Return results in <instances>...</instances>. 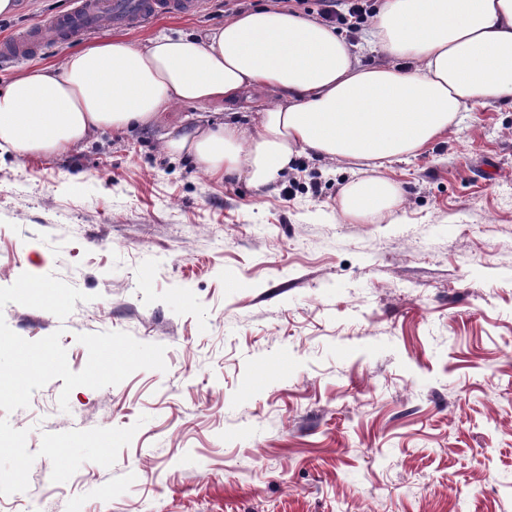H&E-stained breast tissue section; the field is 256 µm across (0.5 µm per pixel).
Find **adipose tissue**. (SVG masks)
Instances as JSON below:
<instances>
[{
    "mask_svg": "<svg viewBox=\"0 0 512 512\" xmlns=\"http://www.w3.org/2000/svg\"><path fill=\"white\" fill-rule=\"evenodd\" d=\"M389 57L365 65L363 53ZM278 99L250 124L208 125L180 104ZM512 104V0H387L363 43L283 9L236 15L202 36L95 42L56 67L34 65L0 86V155H61L107 130L160 125L159 148L209 177L277 183L298 158L359 165L340 194L344 218L395 215L401 185L384 174L427 151L459 113Z\"/></svg>",
    "mask_w": 512,
    "mask_h": 512,
    "instance_id": "ef3b65f1",
    "label": "adipose tissue"
}]
</instances>
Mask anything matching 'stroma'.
<instances>
[{"instance_id":"35a3bbf8","label":"stroma","mask_w":512,"mask_h":512,"mask_svg":"<svg viewBox=\"0 0 512 512\" xmlns=\"http://www.w3.org/2000/svg\"><path fill=\"white\" fill-rule=\"evenodd\" d=\"M25 0L0 39L69 11ZM224 0L121 31L202 35ZM246 93L214 121L274 101ZM108 132L62 156H0V287L51 274L88 299L65 319L11 303L29 341L120 331L166 371L62 379L0 410V512H512V107L462 112L394 162L397 222L345 220V164L294 185L216 181Z\"/></svg>"}]
</instances>
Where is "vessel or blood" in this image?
Listing matches in <instances>:
<instances>
[{
  "label": "vessel or blood",
  "instance_id": "vessel-or-blood-1",
  "mask_svg": "<svg viewBox=\"0 0 512 512\" xmlns=\"http://www.w3.org/2000/svg\"><path fill=\"white\" fill-rule=\"evenodd\" d=\"M200 6V0H73L68 12L48 18L40 28L0 41V57L38 52L55 35L76 39L105 23L115 28L142 27L158 16L191 13Z\"/></svg>",
  "mask_w": 512,
  "mask_h": 512
}]
</instances>
